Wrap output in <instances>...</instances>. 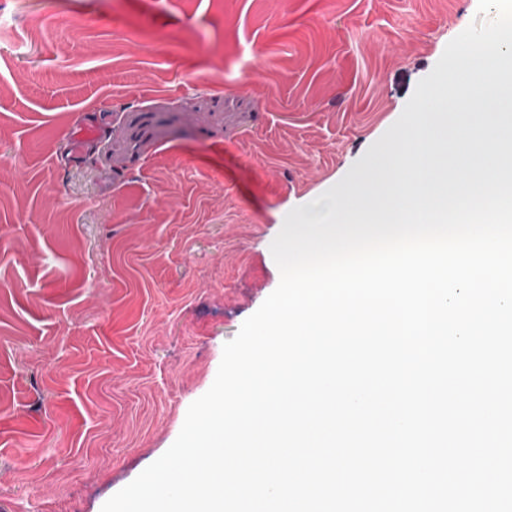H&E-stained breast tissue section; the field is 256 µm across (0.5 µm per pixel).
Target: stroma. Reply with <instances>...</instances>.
Instances as JSON below:
<instances>
[{
    "label": "stroma",
    "instance_id": "obj_1",
    "mask_svg": "<svg viewBox=\"0 0 512 512\" xmlns=\"http://www.w3.org/2000/svg\"><path fill=\"white\" fill-rule=\"evenodd\" d=\"M478 4L0 0V512H102L168 450L286 215Z\"/></svg>",
    "mask_w": 512,
    "mask_h": 512
}]
</instances>
